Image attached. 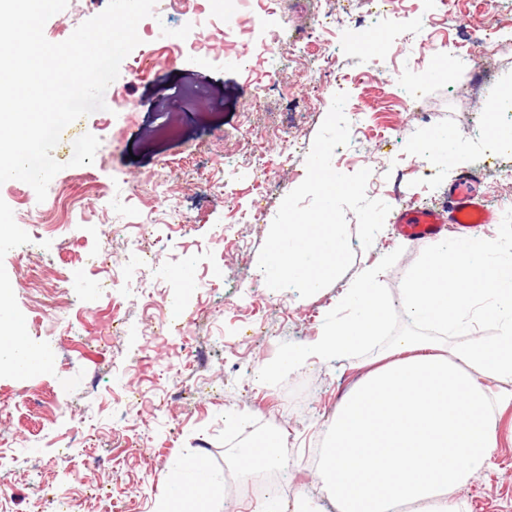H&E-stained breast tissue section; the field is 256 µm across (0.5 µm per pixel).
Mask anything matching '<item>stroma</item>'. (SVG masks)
<instances>
[{
    "mask_svg": "<svg viewBox=\"0 0 512 512\" xmlns=\"http://www.w3.org/2000/svg\"><path fill=\"white\" fill-rule=\"evenodd\" d=\"M108 0H68L61 21L46 22L49 41L66 40L98 15ZM352 7L353 18L379 39L357 49L352 27L323 34L311 52L331 54L334 67L317 82L288 68V84L268 78L282 59L247 71L225 54L218 36L200 31L210 47L207 67L190 53L159 61L146 74L131 72L141 55L161 53L151 19L138 25L141 43L124 60L104 94L105 109L76 120L77 135L97 136L99 160L64 168L37 201L28 184H0V204L18 217L42 209L46 224L29 223L8 250H0V279L17 282L10 306L25 317L31 347L49 359L43 371L0 369V502L6 512H58L54 499L69 498L70 512H155L177 464L205 459L213 494L203 512H262L252 497L255 474L229 463L236 448L256 435L278 432L286 463L265 473L275 498L293 504L308 499L319 512H336L314 470L304 462L322 443L338 405L368 362L395 340L415 334L448 349L466 337L489 338L500 325L488 318L495 297L467 310L466 334L418 324L405 307L413 269L435 244L455 248L462 234L440 241H403L393 234V211L403 204L443 202L449 185L466 170L480 171L479 192L500 206L498 223L481 235L484 256L494 263L512 239V149L501 150L489 125L512 133V0H456L439 12L433 0H393L394 14L371 15L366 0H270L263 26L249 43L291 38L325 12ZM500 33L493 46L491 75L468 67L464 56L487 23ZM456 58L433 74L441 44ZM408 72L420 87L410 104L388 71ZM348 95L344 111L350 143L336 147L333 168L343 174L371 169L367 195L388 203L383 229L370 248L351 237L353 262L332 285L303 298L274 291L258 268L259 251L285 195L306 176V148L325 119L335 93ZM131 112L133 123L121 116ZM183 121L175 134L160 128L172 113ZM122 129L120 143L112 132ZM265 135L270 173L260 176L242 149L246 130ZM304 142L288 151L280 135ZM451 132L460 145L455 164L441 155L421 156L420 144ZM200 147L196 162L184 161L187 144ZM156 178L165 198L127 199L129 184ZM264 207L261 221L249 218L252 202ZM174 204L187 227L168 224ZM151 220L154 260L141 261L133 242L138 224ZM223 230V244L214 233ZM108 254L107 268L98 259ZM193 269L195 285L182 287L176 273ZM223 271L211 282L209 271ZM375 269V288L386 298L387 318L379 340L349 358L299 365L306 381L288 389L283 377L263 379L261 364L280 360L288 348L318 336L326 324L348 314L342 298L356 275ZM128 280L112 288L113 276ZM180 307L190 320L183 331L160 336L155 320L163 308ZM498 442L489 465L450 489L447 499L461 512H512V407L498 416Z\"/></svg>",
    "mask_w": 512,
    "mask_h": 512,
    "instance_id": "obj_1",
    "label": "stroma"
}]
</instances>
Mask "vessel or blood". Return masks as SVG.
Here are the masks:
<instances>
[{"mask_svg": "<svg viewBox=\"0 0 512 512\" xmlns=\"http://www.w3.org/2000/svg\"><path fill=\"white\" fill-rule=\"evenodd\" d=\"M473 174L460 175L448 189V197L440 205L423 208H401L395 221L396 234L406 240L433 239L447 231L449 225L471 218V230L498 223L500 212L475 189Z\"/></svg>", "mask_w": 512, "mask_h": 512, "instance_id": "vessel-or-blood-1", "label": "vessel or blood"}]
</instances>
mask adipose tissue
Segmentation results:
<instances>
[{"label": "adipose tissue", "instance_id": "obj_1", "mask_svg": "<svg viewBox=\"0 0 512 512\" xmlns=\"http://www.w3.org/2000/svg\"><path fill=\"white\" fill-rule=\"evenodd\" d=\"M486 241L472 236L455 251L436 248L411 275L405 305L413 319L430 328L459 323L475 300L497 296L503 309L492 319L501 331L444 352L424 337H398L389 358L368 369L339 405L324 442L318 475L337 512H393L399 502L415 512H457L448 504L450 487L487 464L496 446V419L478 379L507 383L498 400L512 404V252L494 265L482 257ZM362 270L347 292L352 309L346 321L327 326L305 346L288 352L287 363L263 364L271 378L286 366L316 358L332 360L373 342L386 319L385 301ZM12 287L0 282V365L16 368L24 357L42 359L22 334L23 318L9 307ZM277 434L261 435L240 449L238 466L253 471L282 467ZM212 481L204 462L181 464L157 512H195Z\"/></svg>", "mask_w": 512, "mask_h": 512}]
</instances>
